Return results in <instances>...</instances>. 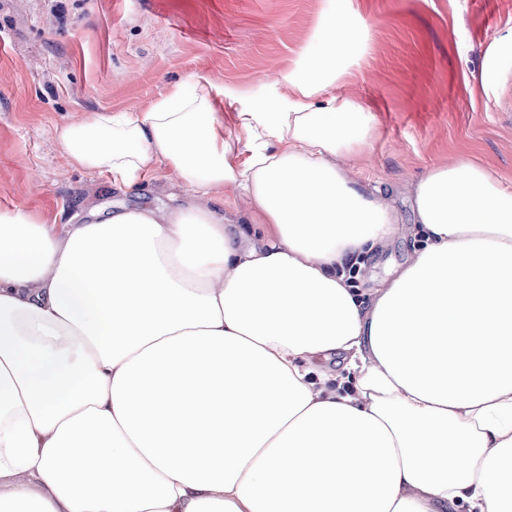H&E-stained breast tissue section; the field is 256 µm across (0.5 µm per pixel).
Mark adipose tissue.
Segmentation results:
<instances>
[{"instance_id":"1","label":"adipose tissue","mask_w":512,"mask_h":512,"mask_svg":"<svg viewBox=\"0 0 512 512\" xmlns=\"http://www.w3.org/2000/svg\"><path fill=\"white\" fill-rule=\"evenodd\" d=\"M353 48L326 16L292 96L237 112L241 166L201 76L55 127L75 167L189 194L60 229L0 209V512H512V183L427 170L423 246L364 302L401 217L350 174L371 110L321 96Z\"/></svg>"}]
</instances>
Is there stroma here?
Here are the masks:
<instances>
[{
	"instance_id": "35a3bbf8",
	"label": "stroma",
	"mask_w": 512,
	"mask_h": 512,
	"mask_svg": "<svg viewBox=\"0 0 512 512\" xmlns=\"http://www.w3.org/2000/svg\"><path fill=\"white\" fill-rule=\"evenodd\" d=\"M333 13L355 48L323 94L359 100L377 127L354 168L360 184L407 220V185L435 165L475 158L512 181V0H0V209L65 224L102 198L185 194L162 165L125 191L75 168L55 126L145 110L192 75L243 110L287 99ZM420 246L402 234L378 247L357 283L364 297Z\"/></svg>"
}]
</instances>
